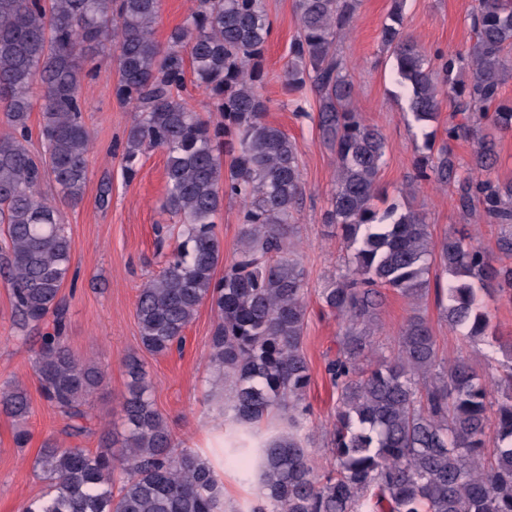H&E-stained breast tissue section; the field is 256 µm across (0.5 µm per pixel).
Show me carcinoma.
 <instances>
[{"label": "carcinoma", "instance_id": "1", "mask_svg": "<svg viewBox=\"0 0 512 512\" xmlns=\"http://www.w3.org/2000/svg\"><path fill=\"white\" fill-rule=\"evenodd\" d=\"M357 0H296L300 35L289 50L288 90L310 85L323 141L336 154V181L324 223L351 251L346 272L320 289L322 307L341 320L326 374L336 389L330 464L318 472L300 435L311 381L302 351L306 275L294 229L302 200L300 152L265 120L262 58L271 27L264 0H194L166 44L154 30L161 0H0V275L11 288L13 339L34 340L41 396L78 440L92 433L91 398L104 380L98 363L66 343L67 305L59 296L71 269V240L59 201L83 199L91 132L84 121V62L106 44L119 62L115 96L135 112L122 152L127 174L151 149L167 154L163 210L176 237L160 274L139 289L141 349L164 355L183 343L199 307L217 321L210 361L230 387L236 429L246 434L273 413L286 430L262 448L257 479L266 503L253 512H512V341L492 329L476 287L512 294V267L464 232L433 237L423 213L374 206L386 139L350 107L355 85L336 53ZM474 41L429 55L405 33L400 0L380 41L395 60L394 82L422 129L453 104L448 140L477 142L467 167L443 146L418 164L417 179L455 188L457 207L486 224L512 225V180L491 177L493 132L512 130V104L499 101L512 74V0H475ZM214 100L212 123L185 96V68ZM467 70L469 82L451 79ZM41 89L44 152L27 147ZM241 203V232L224 276V242L215 231L224 198ZM449 276L436 288L448 328L467 344L497 345L504 360L486 378L464 358L441 363L435 337L416 312L401 326L390 355L374 356L384 290L415 303L428 291L430 264ZM121 448L92 453L47 440L35 466L45 489L19 512H224V488L210 461L176 451L166 418L149 393L142 360H125ZM500 397H495V394ZM27 391L0 385V414L25 447ZM124 478L112 493V471Z\"/></svg>", "mask_w": 512, "mask_h": 512}]
</instances>
